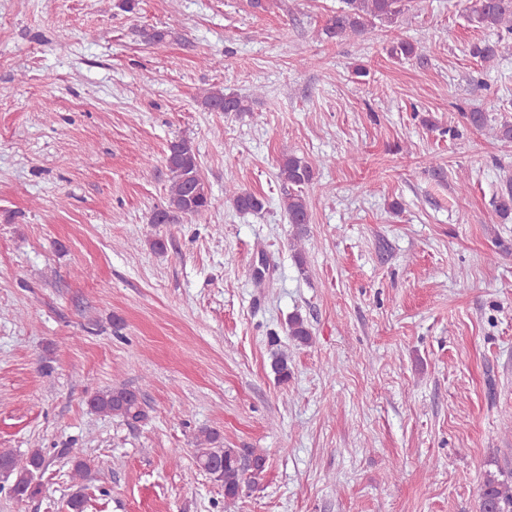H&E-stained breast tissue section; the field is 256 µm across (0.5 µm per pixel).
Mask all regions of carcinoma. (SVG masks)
Segmentation results:
<instances>
[{"label":"carcinoma","mask_w":512,"mask_h":512,"mask_svg":"<svg viewBox=\"0 0 512 512\" xmlns=\"http://www.w3.org/2000/svg\"><path fill=\"white\" fill-rule=\"evenodd\" d=\"M411 0H343V6L332 15L323 28L329 39H359L377 27L394 31L400 27V18L409 11ZM471 13L474 21L486 28L497 30V41L472 48L474 57L485 67L493 66L500 56L512 55V0H475ZM418 47L404 38H395L390 56L408 58L417 54ZM199 104L209 112L243 113L250 111L246 96L226 94L221 90L205 92ZM170 172L169 193L164 205L156 208L150 217L152 224H181L218 208L225 202L240 213H260L266 198L248 189L229 186L224 200L212 196L206 186L192 142L178 139L170 142L166 154ZM327 164L324 158L310 159L294 154L284 155L278 162L277 178L281 185V201L288 223L303 232L310 221L306 189L314 184L319 169ZM495 210L503 217L512 213V178L503 183L496 198ZM288 335L300 344L311 340V331L301 314L288 319ZM270 367L280 383L291 377L288 351L277 349L271 355ZM91 408L111 414L133 424L147 418L140 396L124 385L95 392ZM196 462L200 469L224 488V499L233 501L243 488L257 483L261 474L250 475V463L267 462V454L258 448H225L220 445L219 434L202 430L196 437ZM46 458L34 449L24 456L0 450V478L11 482L10 493L17 499H32L42 492L39 481ZM478 512H512V481L499 470L484 473L478 500Z\"/></svg>","instance_id":"carcinoma-1"}]
</instances>
